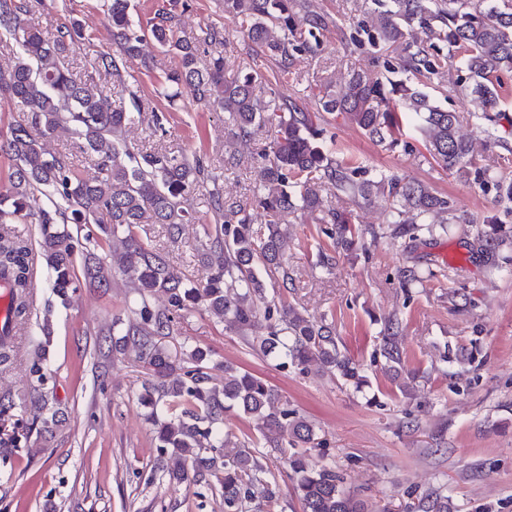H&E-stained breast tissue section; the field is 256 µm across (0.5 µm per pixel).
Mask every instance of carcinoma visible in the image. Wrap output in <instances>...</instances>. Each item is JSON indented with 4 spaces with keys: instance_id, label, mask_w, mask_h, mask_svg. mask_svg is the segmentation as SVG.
<instances>
[{
    "instance_id": "cac0c4a2",
    "label": "carcinoma",
    "mask_w": 512,
    "mask_h": 512,
    "mask_svg": "<svg viewBox=\"0 0 512 512\" xmlns=\"http://www.w3.org/2000/svg\"><path fill=\"white\" fill-rule=\"evenodd\" d=\"M179 6L190 4L168 0L144 28L133 19L131 0H108L112 51L89 62L92 71L111 78V85L100 86L65 65L79 37L75 25L47 34L32 25L33 17L48 9L47 0H0V31L10 36L0 40V101L18 113L7 131H0V155L12 161L9 188L0 193V272L11 274L10 312L19 334L33 337L37 346L29 363V391L18 405L0 401V420L16 407L24 411L33 405L47 412L43 431L51 435L64 417L45 364L53 333L50 310L32 325L34 251L11 228L23 216L39 225L41 270L58 298L82 285L110 288L116 273L139 294L131 317L112 321V335L118 336L114 347L130 352L150 376L139 401L153 426L157 467L165 476L219 492L224 512H254L258 500L273 507L278 485L266 454L226 448L224 414L239 410L258 417L264 444L286 455L304 512H390L386 507L373 511L347 493L336 467L311 465L317 448L313 426L293 411L275 408L276 393L267 381L226 364L223 380L214 383L207 372L212 350L190 345L172 353L161 338L172 334L177 320L201 309L229 329L253 334L252 347L281 368L307 374L320 364L357 386L363 376L339 350L333 325L267 295V278L288 287L287 224L318 212L319 223L332 225L336 245H354L359 231L350 215L324 207L327 184L359 206L384 207L399 235L434 237L451 224H470L477 250L491 258L505 242L502 221L495 219L488 231L458 214L448 196L391 170L370 171L336 144H320L311 113L297 100L265 97L262 78L251 72L226 79L224 28L205 23L182 34L174 13ZM362 7L369 22L358 26L351 41L375 54L380 76L353 68L339 88L328 77L317 80L311 92L322 111L388 149L405 142L407 126L415 124L437 167L494 189L503 217H511L512 181L502 180L493 165L479 163L461 127L472 126L490 146L507 147L501 131L512 129V109L503 96L504 76L512 74V0H495L489 8L480 0H363ZM224 15L274 58L276 80L293 73L295 55L315 56L321 37L336 26L333 16L311 9L310 0H224ZM417 28L420 37L413 35ZM149 38L179 58L178 68L163 75L173 96L185 93L196 104L227 113L230 134L242 140L255 139L267 126L277 129V139L258 153L263 166L252 189V206L262 211L264 223H253L247 206L224 200L217 175L202 158L167 150L135 152L127 144L125 133L132 126L165 132L163 116L136 92L129 91L130 108L112 94L114 87L126 89V60L142 56ZM428 86L450 102L468 98L474 107L467 112L444 108L425 91ZM60 131L72 135L75 151L45 150L44 142ZM80 153L95 162L94 178L79 175ZM209 181L213 189L206 204L214 223L203 225L196 247L202 278L195 281L180 276L155 249L147 225L164 224L178 240L181 226L195 220L192 192ZM91 224L99 234L87 239L93 243L87 248L78 235ZM434 277L431 269L408 268L398 281L410 288ZM160 292L167 295L162 308L147 300ZM396 325L389 321L382 353L399 365ZM16 362L15 347L1 344L0 374ZM21 442L16 435L0 438V461L6 464L22 451ZM404 512H448V496L431 490Z\"/></svg>"
}]
</instances>
